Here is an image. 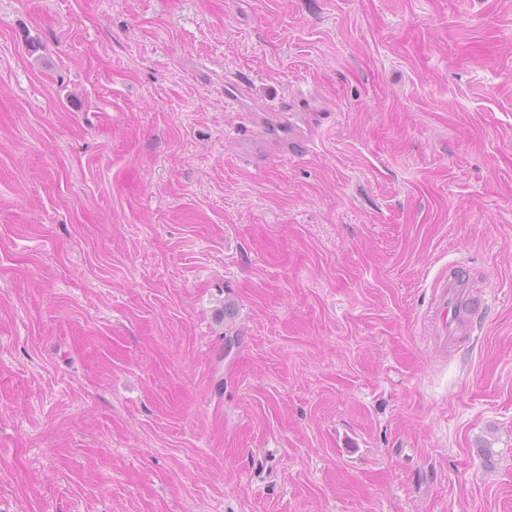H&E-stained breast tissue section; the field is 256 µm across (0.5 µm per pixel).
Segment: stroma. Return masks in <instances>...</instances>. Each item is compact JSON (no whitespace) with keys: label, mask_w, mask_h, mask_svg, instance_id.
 Masks as SVG:
<instances>
[{"label":"stroma","mask_w":512,"mask_h":512,"mask_svg":"<svg viewBox=\"0 0 512 512\" xmlns=\"http://www.w3.org/2000/svg\"><path fill=\"white\" fill-rule=\"evenodd\" d=\"M0 512H512V0H0ZM465 265L449 263L448 273L443 272L433 281L434 300L429 310V322L435 328V345L448 351L457 336H466L470 322L466 314L471 308L473 318L478 321L485 309V296L468 289ZM466 307V310H465Z\"/></svg>","instance_id":"35a3bbf8"}]
</instances>
